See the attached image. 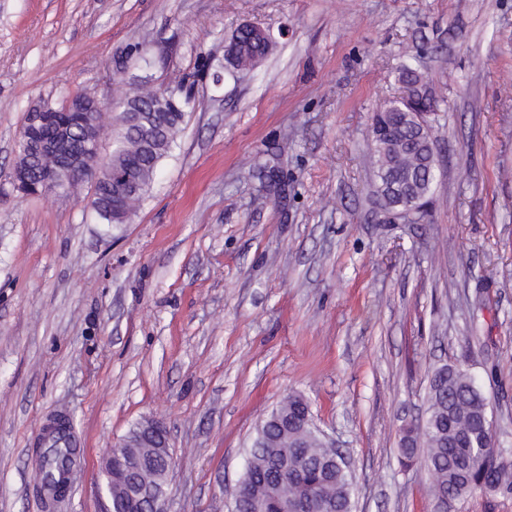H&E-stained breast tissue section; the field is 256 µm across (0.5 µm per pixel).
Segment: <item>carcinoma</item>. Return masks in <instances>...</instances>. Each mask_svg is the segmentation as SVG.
<instances>
[{
    "mask_svg": "<svg viewBox=\"0 0 512 512\" xmlns=\"http://www.w3.org/2000/svg\"><path fill=\"white\" fill-rule=\"evenodd\" d=\"M270 48V42L241 24L233 31L229 44L238 69L254 66ZM146 69L145 63L139 73L128 78L133 93L117 99L112 106V168L130 173L138 190L132 197H117L111 183L99 182L92 208L103 224L117 223L122 212L134 210L148 194L156 169L171 152L184 114L192 104L182 82H171L163 91L153 88ZM399 72L411 102L405 106L390 101L382 108L395 118L396 138L389 156L392 167H378L379 183L387 193L391 187H402L409 175L414 191L428 196L436 181V167L421 147L420 131L404 120V113L432 111L431 99L410 65L402 64ZM131 103L140 104L145 114L142 129L134 132L124 125V112ZM304 401L303 396L292 394L263 421L250 448V467L241 491L253 486V477L272 497L286 488L294 495L313 496L314 512H351V473L346 468H332V458L340 453L324 447L319 431L303 423L300 415ZM427 411L423 436L430 493L442 502H454L475 492L512 493V450L494 447L488 435L479 433L489 419L488 400L465 368L443 365L434 371ZM131 454L136 458L140 478L149 485L156 484V476L167 465L165 450L133 448ZM43 459L41 480L56 489L61 480L68 479L75 463L69 434L54 438Z\"/></svg>",
    "mask_w": 512,
    "mask_h": 512,
    "instance_id": "1",
    "label": "carcinoma"
}]
</instances>
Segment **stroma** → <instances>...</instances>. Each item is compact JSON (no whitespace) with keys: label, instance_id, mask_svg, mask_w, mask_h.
Masks as SVG:
<instances>
[{"label":"stroma","instance_id":"1","mask_svg":"<svg viewBox=\"0 0 512 512\" xmlns=\"http://www.w3.org/2000/svg\"><path fill=\"white\" fill-rule=\"evenodd\" d=\"M272 37L238 71L236 25ZM193 97L130 223L94 183L11 184L27 112L112 101L141 57ZM420 75L441 117L427 212L388 220L374 114ZM464 365L512 448V0H0V512H104L101 463L162 421L168 512H230L269 412L305 395L352 512H436L404 428ZM81 478L38 490L48 425Z\"/></svg>","mask_w":512,"mask_h":512}]
</instances>
